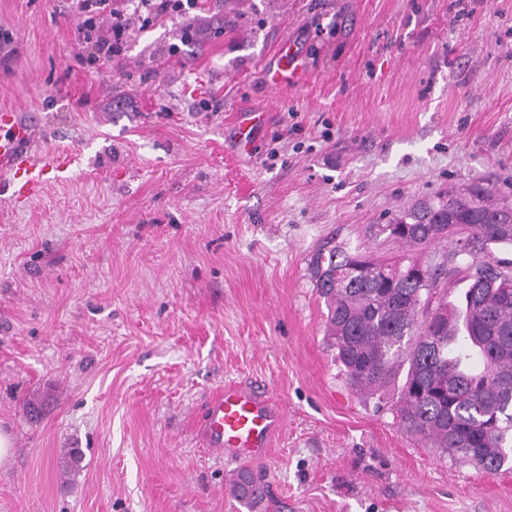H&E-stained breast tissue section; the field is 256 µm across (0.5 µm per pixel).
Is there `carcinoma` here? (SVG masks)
Returning a JSON list of instances; mask_svg holds the SVG:
<instances>
[{
  "label": "carcinoma",
  "mask_w": 512,
  "mask_h": 512,
  "mask_svg": "<svg viewBox=\"0 0 512 512\" xmlns=\"http://www.w3.org/2000/svg\"><path fill=\"white\" fill-rule=\"evenodd\" d=\"M453 188L415 203L379 233L401 247L439 245V224L464 231L454 250L467 258L460 302L444 280L457 269L418 276L405 257H375L334 245L319 253L312 277L327 305V338L350 386L367 399L392 400L400 429L424 447L487 475L512 463V204L490 186L456 199ZM437 304L433 319L426 310ZM235 496L254 506L263 488L243 470Z\"/></svg>",
  "instance_id": "1"
}]
</instances>
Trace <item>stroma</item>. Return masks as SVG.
I'll use <instances>...</instances> for the list:
<instances>
[{"label": "stroma", "mask_w": 512, "mask_h": 512, "mask_svg": "<svg viewBox=\"0 0 512 512\" xmlns=\"http://www.w3.org/2000/svg\"><path fill=\"white\" fill-rule=\"evenodd\" d=\"M92 63L66 0H0V111L79 162L0 198V512H512V468L439 459L325 336L326 243L480 183L512 201V0H200ZM293 53L299 85L265 71ZM257 113L250 153L241 112ZM259 381L285 424L232 495L193 427ZM83 457L66 465L68 449ZM235 496L248 504L257 506L264 497L263 488L257 484L247 470H242L233 483Z\"/></svg>", "instance_id": "35a3bbf8"}]
</instances>
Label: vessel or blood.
<instances>
[{"label":"vessel or blood","instance_id":"vessel-or-blood-1","mask_svg":"<svg viewBox=\"0 0 512 512\" xmlns=\"http://www.w3.org/2000/svg\"><path fill=\"white\" fill-rule=\"evenodd\" d=\"M301 69L296 61L282 57L271 76L272 83L298 82ZM74 157L67 152H39L32 133L15 113H0V195L16 202L37 195L48 174L65 172ZM284 426V414L267 392L244 384L225 385L206 403L199 435L203 444L240 462L264 456L273 437Z\"/></svg>","mask_w":512,"mask_h":512}]
</instances>
